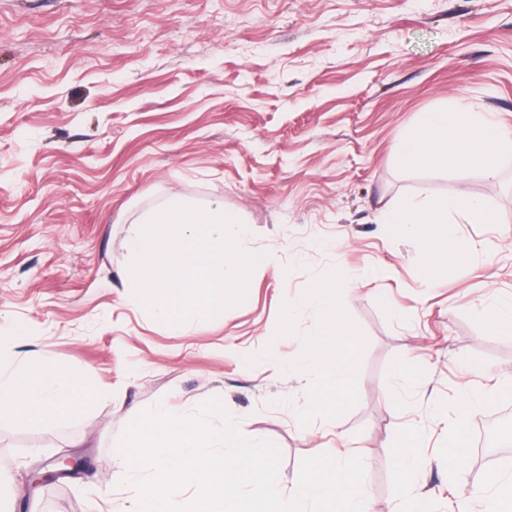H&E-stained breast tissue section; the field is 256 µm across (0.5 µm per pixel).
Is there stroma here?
I'll use <instances>...</instances> for the list:
<instances>
[{"mask_svg":"<svg viewBox=\"0 0 512 512\" xmlns=\"http://www.w3.org/2000/svg\"><path fill=\"white\" fill-rule=\"evenodd\" d=\"M441 109L512 129V0H0V356L49 350L101 394L51 427L0 417V512H119L132 417L213 397L276 445L283 486L303 459L357 450L371 512L402 494L458 512L453 419L469 485L512 473V451L474 453L512 403V332L489 317L512 298V155L494 179L397 165L396 143ZM460 192L501 221L458 220L468 257L426 281L378 214ZM175 196L238 211L272 259L242 304L179 336L124 286L135 220ZM328 278L361 337L330 408L278 368L320 331L307 299ZM408 429L427 461L414 476L396 454ZM60 455L85 465L32 488Z\"/></svg>","mask_w":512,"mask_h":512,"instance_id":"35a3bbf8","label":"stroma"}]
</instances>
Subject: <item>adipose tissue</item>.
I'll return each instance as SVG.
<instances>
[{"label":"adipose tissue","mask_w":512,"mask_h":512,"mask_svg":"<svg viewBox=\"0 0 512 512\" xmlns=\"http://www.w3.org/2000/svg\"><path fill=\"white\" fill-rule=\"evenodd\" d=\"M512 154V134L494 118L481 112H429L400 140L396 161L402 166H452L478 169L496 177L499 161ZM457 213L470 224H495L497 212L486 202L464 194L420 206L395 205L383 209L380 221L401 227L417 244L427 274L450 276L466 251L449 214ZM322 329L305 344L302 360L288 362V374L309 372L320 381L325 400L342 397L348 390L353 364L343 344L359 342L336 303L332 281L325 280L311 293ZM95 394L80 375L60 368L49 352L16 364H0V415H10L42 427L59 422Z\"/></svg>","instance_id":"ef3b65f1"}]
</instances>
